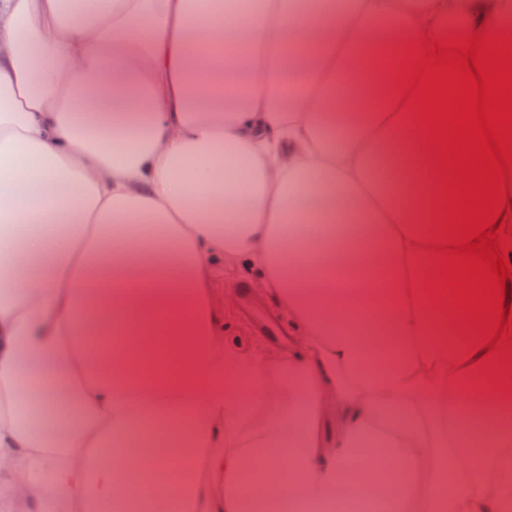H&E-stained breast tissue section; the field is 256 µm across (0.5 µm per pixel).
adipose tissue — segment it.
Masks as SVG:
<instances>
[{"instance_id":"obj_1","label":"adipose tissue","mask_w":512,"mask_h":512,"mask_svg":"<svg viewBox=\"0 0 512 512\" xmlns=\"http://www.w3.org/2000/svg\"><path fill=\"white\" fill-rule=\"evenodd\" d=\"M452 19L512 0H0L1 507L512 512V393L424 291L431 159L367 55ZM228 267L276 358L225 342Z\"/></svg>"}]
</instances>
